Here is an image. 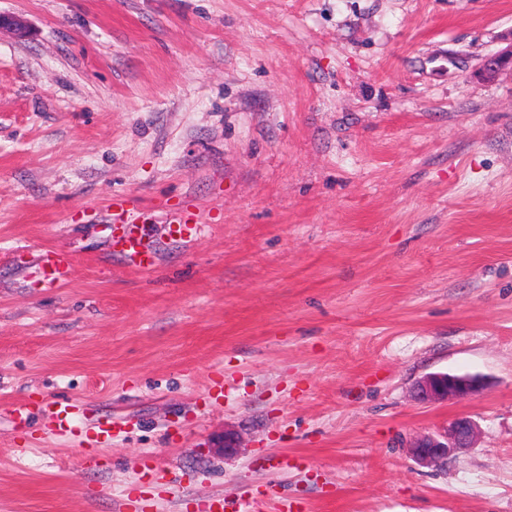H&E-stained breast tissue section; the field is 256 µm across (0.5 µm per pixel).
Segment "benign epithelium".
Masks as SVG:
<instances>
[{
    "instance_id": "1",
    "label": "benign epithelium",
    "mask_w": 512,
    "mask_h": 512,
    "mask_svg": "<svg viewBox=\"0 0 512 512\" xmlns=\"http://www.w3.org/2000/svg\"><path fill=\"white\" fill-rule=\"evenodd\" d=\"M8 30L19 38H26L30 25L23 17L0 12V31ZM505 46L487 56L478 67L479 77L495 79L504 72L512 73V29L501 36ZM485 382L477 375L432 373L424 376L415 385V399L421 405H433L450 399H466L480 395ZM479 435L478 426L467 417L451 422L436 434H425L414 438L408 453L419 464L433 466L442 464L456 453L474 446Z\"/></svg>"
}]
</instances>
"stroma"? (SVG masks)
I'll list each match as a JSON object with an SVG mask.
<instances>
[{
    "label": "stroma",
    "mask_w": 512,
    "mask_h": 512,
    "mask_svg": "<svg viewBox=\"0 0 512 512\" xmlns=\"http://www.w3.org/2000/svg\"><path fill=\"white\" fill-rule=\"evenodd\" d=\"M0 12L32 28L0 34V512H512V74L475 75L512 0ZM430 372L489 386L422 406ZM67 399L126 433L48 438ZM460 416L475 448L409 456ZM123 224L113 237L116 251L123 254L129 265L142 271H149L154 265L153 252L145 245L140 225L132 216L123 218Z\"/></svg>",
    "instance_id": "stroma-1"
}]
</instances>
